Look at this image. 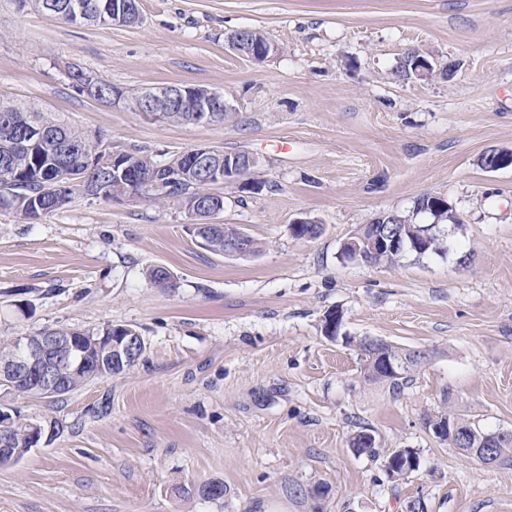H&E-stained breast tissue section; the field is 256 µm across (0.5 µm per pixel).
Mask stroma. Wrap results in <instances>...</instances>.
I'll list each match as a JSON object with an SVG mask.
<instances>
[{"label": "stroma", "mask_w": 512, "mask_h": 512, "mask_svg": "<svg viewBox=\"0 0 512 512\" xmlns=\"http://www.w3.org/2000/svg\"><path fill=\"white\" fill-rule=\"evenodd\" d=\"M136 26L75 25L0 0V96L158 159L196 146L263 162L261 192L221 185L218 223L259 252L203 249L176 202L72 194L28 221L0 206V341L44 327L135 328L145 352L62 396L0 405L63 433L0 464V512H512V460L461 456L425 423L440 411L512 431V0H138ZM263 31L257 64L226 37ZM422 47L448 79L397 82ZM132 94L222 91L224 122L170 125L90 99L69 65ZM445 197L450 251L395 266L342 258L360 225ZM322 226L295 238L299 218ZM163 267L171 287L147 276ZM343 311V338L321 319ZM422 352L399 387L366 380L355 339ZM368 428L378 457L352 450ZM420 468L388 478L384 456ZM224 484L219 501L178 486Z\"/></svg>", "instance_id": "obj_1"}]
</instances>
